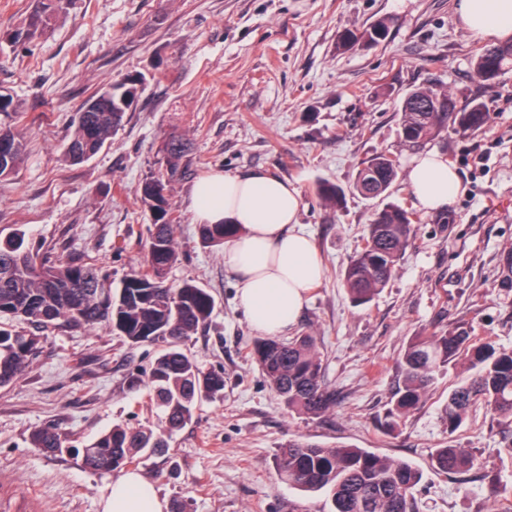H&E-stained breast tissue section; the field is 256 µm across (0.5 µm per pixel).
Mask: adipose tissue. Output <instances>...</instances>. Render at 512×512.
I'll return each mask as SVG.
<instances>
[{
  "label": "adipose tissue",
  "mask_w": 512,
  "mask_h": 512,
  "mask_svg": "<svg viewBox=\"0 0 512 512\" xmlns=\"http://www.w3.org/2000/svg\"><path fill=\"white\" fill-rule=\"evenodd\" d=\"M465 29L476 38L512 34V0H460ZM408 183L420 205L444 209L460 183L434 151L415 158ZM299 190L262 170L213 173L197 181L190 196L196 223L236 224L224 242V266L239 278L240 306L261 335H284L320 281L322 265L309 234L298 222ZM154 487L135 472L116 478L104 512H163Z\"/></svg>",
  "instance_id": "adipose-tissue-1"
}]
</instances>
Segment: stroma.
<instances>
[{
	"instance_id": "obj_1",
	"label": "stroma",
	"mask_w": 512,
	"mask_h": 512,
	"mask_svg": "<svg viewBox=\"0 0 512 512\" xmlns=\"http://www.w3.org/2000/svg\"><path fill=\"white\" fill-rule=\"evenodd\" d=\"M34 0H0V89L22 108L11 121L27 157L0 178V242L23 236L96 261L120 284L143 262L149 214L135 189L162 168L173 134L192 142L170 202L180 221L170 283L195 280L214 298L209 325L186 342L202 367L224 373V393L201 402L162 454H142L133 472L164 503L188 512H326V498L281 481L275 457L291 440L368 448L420 468L416 512H512V426L486 408L449 431L444 408L467 376L450 364L423 407L399 431L379 424L399 381L396 361L416 336L469 322L479 341L512 349V71L491 91L472 79L484 40L464 28L459 0H71L46 31L24 42ZM390 21L387 37L347 51L342 29ZM142 75L121 129L91 159L63 156L72 116L96 90ZM442 87L491 110L477 133L450 128L421 147L403 145L398 107L417 87ZM447 158L460 189L448 208L421 211V224L383 291L354 306L342 273L376 203L352 193L363 162L384 152L400 161L388 202L417 207L410 160ZM261 168L302 195L322 281L290 335L320 338L335 410L316 419L288 413L248 358L256 338L238 307L224 250L206 248L190 208L193 184L216 172ZM346 192L328 207L319 182ZM133 345L103 324L51 329L22 379L0 388V512H103L109 474L80 467L74 449L113 425L158 427L147 388H131L161 351ZM54 425L63 448H33L35 429ZM472 451L466 474L430 466L446 443Z\"/></svg>"
}]
</instances>
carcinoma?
I'll list each match as a JSON object with an SVG mask.
<instances>
[{
	"label": "carcinoma",
	"instance_id": "cac0c4a2",
	"mask_svg": "<svg viewBox=\"0 0 512 512\" xmlns=\"http://www.w3.org/2000/svg\"><path fill=\"white\" fill-rule=\"evenodd\" d=\"M68 0H37L26 18L25 29L13 39L31 38L48 27L52 16ZM389 22L380 19L366 28H346L337 47L375 44L388 33ZM512 68V41L482 49L474 60L472 78L493 89L505 70ZM141 76L103 87L76 113L64 146V158L74 164L94 157L122 126L129 109L120 99L138 96ZM399 112L404 144L418 146L449 126L476 132L490 119L486 102L474 99L460 107L443 88H416L407 93ZM0 140L8 150L0 156V177L14 174L25 161L23 137L9 124L0 123ZM164 168L145 177L136 196L150 213L144 263L130 270L121 287L112 288L110 275L95 263L72 257L51 256V251L26 247L23 239L0 244V387L19 380L36 356L42 336L19 330L17 320L37 330L64 325L79 329L104 323L131 344L161 342L165 349L156 357L146 378H131L134 386L148 388L160 411L161 426L133 430L116 424L97 439L73 452L82 467L94 472L120 473L132 466L146 449L167 447L166 434L193 418L196 404L223 394L224 375L203 370L182 345L211 318L214 300L191 280L173 285L167 279L178 259L170 187L189 152V141L172 135L161 148ZM399 176L396 157L375 153L358 170L353 189L365 198H386ZM316 195L326 206L342 197L334 184L323 181ZM420 223L418 213L387 203L375 210L358 250L343 273V285L357 305L366 304L386 287L401 255ZM238 232L235 224H200V241L222 247ZM262 376L290 412L321 416L336 406V394L323 381L324 368L317 337L311 334L288 340L258 337L249 351ZM470 364L474 374L448 393L445 417L448 431L455 432L472 407L482 404L501 423L512 424V350L479 343L471 329L460 323L430 336H417L398 359L400 382L380 419L387 433L426 400L438 374L448 364ZM31 444L47 455L62 448L61 436L47 426L34 430ZM432 465L446 473L460 474L475 465V455L448 444L432 453ZM276 467L280 478L305 491L328 494V512H411L412 494L423 478L413 464L387 458L368 448L321 446L291 440L279 449Z\"/></svg>",
	"mask_w": 512,
	"mask_h": 512
}]
</instances>
